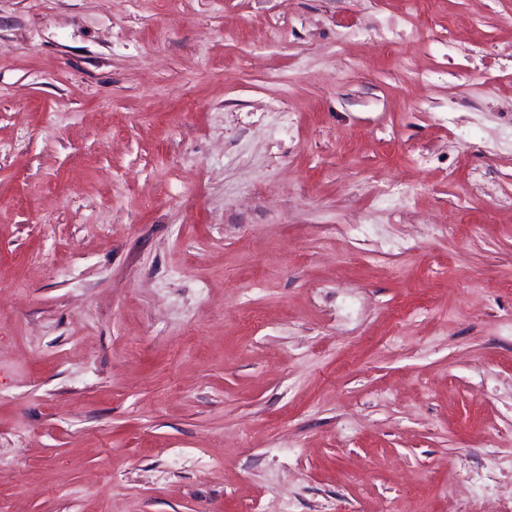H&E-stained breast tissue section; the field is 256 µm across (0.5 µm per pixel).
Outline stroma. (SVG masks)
Segmentation results:
<instances>
[{"instance_id": "stroma-1", "label": "stroma", "mask_w": 512, "mask_h": 512, "mask_svg": "<svg viewBox=\"0 0 512 512\" xmlns=\"http://www.w3.org/2000/svg\"><path fill=\"white\" fill-rule=\"evenodd\" d=\"M508 199L512 0H0V512H512Z\"/></svg>"}]
</instances>
